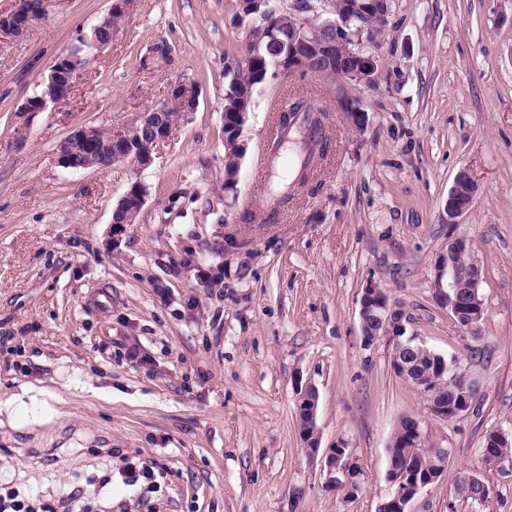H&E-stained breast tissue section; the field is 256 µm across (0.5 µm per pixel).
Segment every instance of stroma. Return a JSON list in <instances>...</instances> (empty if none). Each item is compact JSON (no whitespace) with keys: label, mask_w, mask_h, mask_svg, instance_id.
Wrapping results in <instances>:
<instances>
[{"label":"stroma","mask_w":512,"mask_h":512,"mask_svg":"<svg viewBox=\"0 0 512 512\" xmlns=\"http://www.w3.org/2000/svg\"><path fill=\"white\" fill-rule=\"evenodd\" d=\"M109 8L49 0L24 38L0 40V477L56 512L75 490L99 512H377L388 446L413 416L425 447L450 458L411 512H512V467L486 466L482 449L488 432L512 434V0H391L386 26L356 43L376 59L370 84L268 79L231 193L224 91L248 26L238 0H137L68 99L19 112ZM178 81L196 89L197 109L151 166L55 164L73 130L133 127ZM291 96L322 112L329 152L273 223H240L267 213V188L288 167L268 149ZM347 98L363 126L344 116ZM463 168L477 197L448 225ZM135 182L145 205L116 244L112 210ZM232 223L257 255L245 279L207 287ZM452 236L470 240L484 270L476 340L433 299L434 260ZM371 281L408 331L479 379L469 412L432 418L390 344L365 347ZM310 386L321 448L345 441L361 466L353 500L326 487L300 438L297 396ZM470 473L490 488L485 504L454 491Z\"/></svg>","instance_id":"stroma-1"}]
</instances>
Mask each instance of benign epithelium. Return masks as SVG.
<instances>
[{"mask_svg":"<svg viewBox=\"0 0 512 512\" xmlns=\"http://www.w3.org/2000/svg\"><path fill=\"white\" fill-rule=\"evenodd\" d=\"M268 0H240L243 16L253 19L249 29L245 52L237 62L238 68L252 63L262 56L263 48L275 45L279 53L272 57L270 65L274 72L289 75L311 74L325 78L328 74L344 82L369 84L373 79L376 61L355 48V40L387 20L390 0H331L333 18L320 23H311L294 14L289 15L291 25H283L265 9ZM48 0H14L11 11L0 14V39L19 38L30 25L45 16ZM134 0H112L109 13L93 28L92 35L81 36L82 45L57 56L43 77L41 94L28 97L19 111L27 114L45 111L49 105L69 97L77 76L83 70L81 52L100 50L112 42L120 25L113 23L115 15H127ZM106 37L98 36V31ZM197 105L195 91L177 82L170 87L167 98L143 113L139 124L130 129H109L99 135L96 128L81 127L72 131L60 141L54 151L56 163L66 169L106 170L121 162L136 168L149 166L153 161L155 147L169 139L175 122L164 118L167 112H190ZM347 120L358 127L364 124L365 114L353 99L342 104ZM230 120L228 132L224 134V165L240 163L246 152L243 133L248 122L250 108L246 101L231 102L228 106ZM147 134L150 142L136 146L141 134ZM478 187L467 170H460L448 192L445 203L446 223L457 224L473 203ZM144 204L142 190L134 185L118 201L115 212L122 216L112 222V244H117L126 230L133 224ZM468 240L464 237L448 239V252L435 262L434 298L438 305L447 309L448 316L473 339L481 335L483 306L479 297L482 267L471 259L463 281L456 280L455 260L458 254L467 250ZM254 252L253 241L228 231L224 233V275L242 279L246 276ZM360 325L366 346H372L384 339L393 347V361L401 371V377L411 382L424 396L428 414L440 420L453 419L468 410V403L459 400L446 403L443 386L435 378L417 375L413 365L406 361L404 352L416 336L407 335L406 317L401 308L392 303L386 292L370 282L363 288L360 303ZM319 409L318 392L309 387L298 394L299 431L311 455L319 450L317 425ZM325 484L334 487L343 485L354 498L361 492V476L357 475L360 465L348 445L338 440L323 456ZM448 471V453L439 459L429 460L423 476L411 474L408 470H387L386 480L389 491L380 502L378 512H410V504L425 487L436 482L441 474Z\"/></svg>","mask_w":512,"mask_h":512,"instance_id":"1","label":"benign epithelium"}]
</instances>
